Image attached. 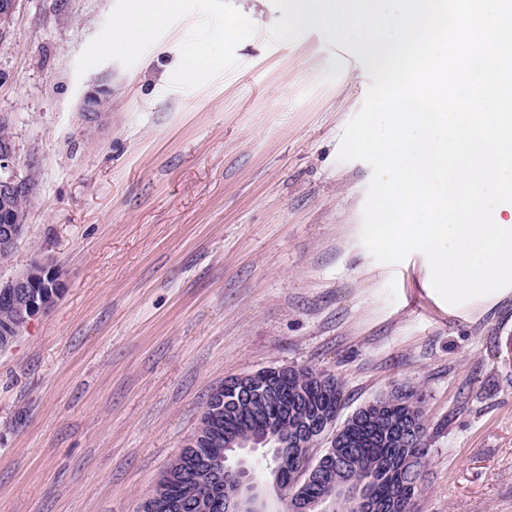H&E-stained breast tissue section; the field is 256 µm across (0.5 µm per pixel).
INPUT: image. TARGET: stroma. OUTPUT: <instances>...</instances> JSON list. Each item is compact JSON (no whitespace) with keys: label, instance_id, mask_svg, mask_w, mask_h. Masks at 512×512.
Returning a JSON list of instances; mask_svg holds the SVG:
<instances>
[{"label":"stroma","instance_id":"obj_1","mask_svg":"<svg viewBox=\"0 0 512 512\" xmlns=\"http://www.w3.org/2000/svg\"><path fill=\"white\" fill-rule=\"evenodd\" d=\"M132 4L19 0L0 44L31 201L0 277L40 253L67 280L0 351V512H139L211 393L280 366L334 376L341 423L421 387L416 512H512V287L452 306L423 253L364 246L372 169L338 159L363 63L272 39V0H182L136 42Z\"/></svg>","mask_w":512,"mask_h":512}]
</instances>
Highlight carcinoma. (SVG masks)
<instances>
[{"label":"carcinoma","mask_w":512,"mask_h":512,"mask_svg":"<svg viewBox=\"0 0 512 512\" xmlns=\"http://www.w3.org/2000/svg\"><path fill=\"white\" fill-rule=\"evenodd\" d=\"M342 390L339 382L320 381L313 369H288V391L258 397L230 409L217 410L212 434L244 439L262 428L274 409L285 407L288 417L279 427L288 430L315 411L338 412ZM422 392L396 388L354 412L336 429V461L315 455L312 448H290L288 457L270 459L267 471L278 468L285 485H295L309 501L336 494L342 484H368L383 506L382 512H402L413 507L421 491L422 470L429 454ZM221 452L208 438L188 448L165 471L171 508L156 509L144 501L141 512H194L188 497L192 477L213 455Z\"/></svg>","instance_id":"carcinoma-1"}]
</instances>
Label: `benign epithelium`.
<instances>
[{"instance_id":"benign-epithelium-1","label":"benign epithelium","mask_w":512,"mask_h":512,"mask_svg":"<svg viewBox=\"0 0 512 512\" xmlns=\"http://www.w3.org/2000/svg\"><path fill=\"white\" fill-rule=\"evenodd\" d=\"M19 0H0V42L10 34ZM101 100L91 95L86 100V117L93 123H103L107 113L101 111ZM27 191L26 182L17 171V147L14 138L0 137V241L18 242L25 231L27 216L14 204ZM67 288L62 268L50 257H35L14 275L0 278V302L15 312L12 335L22 332L37 316L55 305ZM249 383L236 387L225 385L217 390L224 403L235 404L239 399L274 388L278 380L272 375L248 374ZM332 418L325 417L296 428L290 434L267 433L238 443L224 438V455L214 459L209 472L224 474V512H262L260 497L263 489L255 478L246 454L240 448H305L331 428Z\"/></svg>"}]
</instances>
